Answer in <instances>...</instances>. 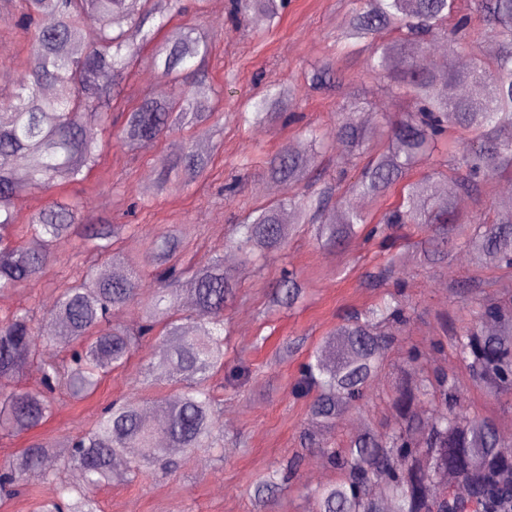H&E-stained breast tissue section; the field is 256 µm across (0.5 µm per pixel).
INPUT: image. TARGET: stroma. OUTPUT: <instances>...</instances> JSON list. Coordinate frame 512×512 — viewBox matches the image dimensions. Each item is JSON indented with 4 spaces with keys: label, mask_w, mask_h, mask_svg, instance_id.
I'll list each match as a JSON object with an SVG mask.
<instances>
[{
    "label": "stroma",
    "mask_w": 512,
    "mask_h": 512,
    "mask_svg": "<svg viewBox=\"0 0 512 512\" xmlns=\"http://www.w3.org/2000/svg\"><path fill=\"white\" fill-rule=\"evenodd\" d=\"M185 14L174 17L171 28L196 27L210 43L211 52L203 66L218 90L215 99L223 118V133L213 147L212 163L205 177L180 192L152 194L165 158L182 151L189 142V130H176L148 149L128 148L118 135L108 136L98 164L85 179L74 185L52 188L42 194L20 193L12 208L18 223L54 198L77 195L87 217L111 218L126 223L129 203L140 200L144 206L136 222L141 232L123 238L119 252L124 259L141 262L145 234L157 225H188L192 228L186 261L194 262L210 251L223 248L235 216L253 204L281 195V186L265 174V162L283 146L308 149L304 134L307 126L330 131L341 108L356 106L363 123L372 130L373 141L387 131V119L397 118L400 106L386 93L380 80L369 77L363 68L361 51L343 47L336 34L350 14L353 0H288L280 21L274 26L250 19L242 23L229 17L230 0H186ZM27 57V43L11 31L8 12L0 13V70L10 78L1 86L11 88ZM331 61L336 76L332 91L310 86L311 67ZM273 82L291 91L294 123L274 122L261 127L239 125L235 113L260 88ZM159 75L146 64H139L112 102L115 125H122L125 114L144 94L157 93ZM249 178L237 195L225 198L220 190L240 172ZM512 185V176L496 177L480 194H457L454 181L443 180L442 191L454 196L460 225H470L489 208H502V190ZM423 235L414 224L404 226L393 247L379 240L358 236L343 248L324 249L310 226L294 231L288 241L287 261L306 288L304 300L296 307L271 312L268 295L277 277L276 264L264 270L236 263L232 275L241 288L235 304L226 313L229 345L228 366L246 364L250 374L224 390V442L221 458L202 452L179 470H151L143 480L129 485L105 486L97 498L102 512H253L249 486L258 476L293 457L301 462L292 471L285 489L272 504V512H311L306 490L320 482L339 478L320 450L303 448L301 433L310 421L309 401L296 397L293 387L299 365L309 349L333 331L351 309H364L380 302L386 286H373L370 272L397 260L409 273L406 290L414 311L399 332L374 389L359 411L341 420L332 435L340 445L355 426L385 430L394 422L391 383L396 365L413 346L429 349L441 340L443 352H431L429 365H444L454 371L464 388L465 405L471 414L497 420L501 431L512 433V394L492 396L472 383L466 369L453 355L454 333L466 322V311L455 293L462 282L471 285L474 297L495 295L512 299V275L499 269L469 265L463 248H456L444 268L419 263L414 245ZM92 257L79 240L62 242L57 256L44 276L10 293L0 295V309L39 303L49 307L55 290L72 274L85 271ZM293 353H286L287 344ZM153 347L142 344L127 366L104 379L97 393L86 400H62L55 416L31 432L0 437V460L40 438L58 444L87 428L101 404L140 394V370L152 357Z\"/></svg>",
    "instance_id": "stroma-1"
}]
</instances>
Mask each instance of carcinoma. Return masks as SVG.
Returning <instances> with one entry per match:
<instances>
[{
	"instance_id": "cac0c4a2",
	"label": "carcinoma",
	"mask_w": 512,
	"mask_h": 512,
	"mask_svg": "<svg viewBox=\"0 0 512 512\" xmlns=\"http://www.w3.org/2000/svg\"><path fill=\"white\" fill-rule=\"evenodd\" d=\"M285 0H231L234 19L257 18L274 25ZM16 26L27 38L28 62L18 89L0 91V293L37 281L56 259L59 243L77 235L96 255L107 275L90 274L58 290L35 323L36 307L0 313V434L31 431L48 419L59 400L91 396L100 382L125 367L135 349L153 342V357L141 369V384L164 371L175 392L154 399L128 398L103 406L84 432L69 443L66 465L78 469L82 481L61 478L52 445L34 440L0 463V496L11 495L35 479L56 485L57 493L37 512H100L96 491L112 483L132 484L157 467L173 471L203 448L224 447L220 386L214 376L224 370L227 338L224 310L237 299V283L224 272V255L193 266L183 264V231L162 228L146 236L143 266L123 265L112 253L124 232L136 224H113L85 217L81 200L52 201L31 218L27 233L41 242L32 249L12 239L16 218L12 199L81 181L97 164L102 139L95 131L112 126L110 108L141 48L152 45L149 66L167 80L170 90L146 94L126 114L119 137L140 148L153 146L174 128L194 131V143L164 161L157 190H182L201 179L211 163L203 142L212 133L215 88L203 78L185 86L180 73L210 52L209 41L195 28H180L162 41L158 32L182 11L181 0H14ZM479 35L496 42L489 61L468 70L433 68L426 55L437 40L459 50L471 35L472 19ZM97 27V38L79 47L85 25ZM337 39L369 48L367 74L383 77L400 89L413 108L390 122L387 143L374 149L357 112L343 110L335 129L308 130L311 152L288 145L266 161L270 179L283 194L251 209L233 225L226 246L250 264L282 252L297 224L312 225L314 238L331 249L356 236L368 217L353 197H377L404 183L399 204L385 212L371 234L394 238L404 224L425 228L419 261L448 265L454 239L464 237L469 261L476 268L512 270V208L494 212L460 233L451 196L442 193L448 160L434 157L439 144L457 134L466 137L453 156L452 170L463 193L474 195L487 180L512 171V0H356ZM333 68L314 66L309 81L332 86ZM451 84H471L477 93L448 96ZM288 96L275 83L266 85L237 113L249 126H263L288 111ZM336 141L351 163L368 155L348 187L336 179V206L323 223L316 219L329 196L306 183L318 151ZM432 162L430 170L411 180V172ZM293 214L295 224L284 221ZM408 271L396 260L371 275L372 282H398ZM190 295V307L178 292ZM304 293L298 275L285 269L271 292L275 308L290 309ZM135 306L139 323L128 328L112 322L115 313ZM410 303L397 291L378 305L352 313L313 350L294 388L311 396L309 412L315 428L304 431L308 448L326 449L327 463L342 478L317 485L313 512H512V452L497 422L471 415L464 392L446 367L430 368L427 354L407 350L405 378L394 398L396 419L387 431L363 427L338 448L324 434L357 410L373 389L400 328L409 321ZM468 322L454 338V353L470 379L496 395L512 393V305L491 296L469 302ZM69 351L56 363L41 358L39 339ZM40 361L39 387L23 389L19 380L29 364ZM156 410L149 420L145 411ZM460 479L467 495L448 498V475ZM284 476L273 470L250 485L254 501L275 499Z\"/></svg>"
}]
</instances>
